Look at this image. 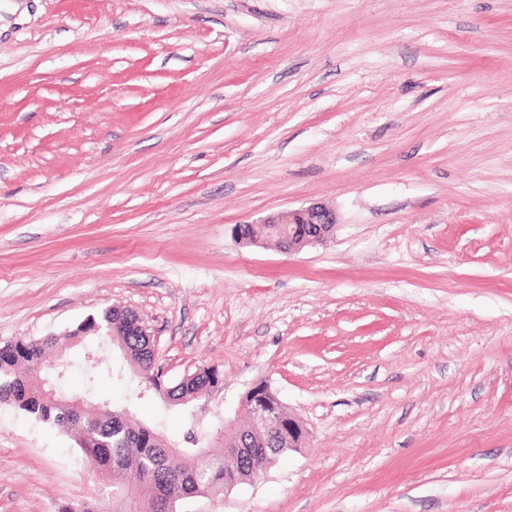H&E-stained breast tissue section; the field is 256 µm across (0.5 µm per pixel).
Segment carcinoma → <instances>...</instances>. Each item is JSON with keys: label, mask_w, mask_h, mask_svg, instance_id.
<instances>
[{"label": "carcinoma", "mask_w": 512, "mask_h": 512, "mask_svg": "<svg viewBox=\"0 0 512 512\" xmlns=\"http://www.w3.org/2000/svg\"><path fill=\"white\" fill-rule=\"evenodd\" d=\"M105 336L122 348L134 363L139 378L137 398L154 393L180 404H189L220 381L214 368L194 372L186 382L169 384L157 371L151 337L126 319L124 309L112 307L76 326L69 334L21 338L0 346V403H8L36 421L74 437L84 465L107 490L106 497H88L68 503L60 512H181L184 504L224 493V486L242 484L253 470L272 456L287 451L285 445L262 442L251 424L224 429V422L208 431L189 429L183 443L174 446L159 426L132 424L126 405L69 396L51 386L47 349L64 341L71 345ZM264 402L277 411L278 402L262 387L245 393V404Z\"/></svg>", "instance_id": "carcinoma-1"}]
</instances>
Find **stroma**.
<instances>
[{
	"mask_svg": "<svg viewBox=\"0 0 512 512\" xmlns=\"http://www.w3.org/2000/svg\"><path fill=\"white\" fill-rule=\"evenodd\" d=\"M315 202L300 252L233 234ZM112 305L220 388L134 400L92 340L63 391L179 439L262 381L303 423L195 512H512V0H0V345ZM96 489L0 403V512Z\"/></svg>",
	"mask_w": 512,
	"mask_h": 512,
	"instance_id": "obj_1",
	"label": "stroma"
}]
</instances>
